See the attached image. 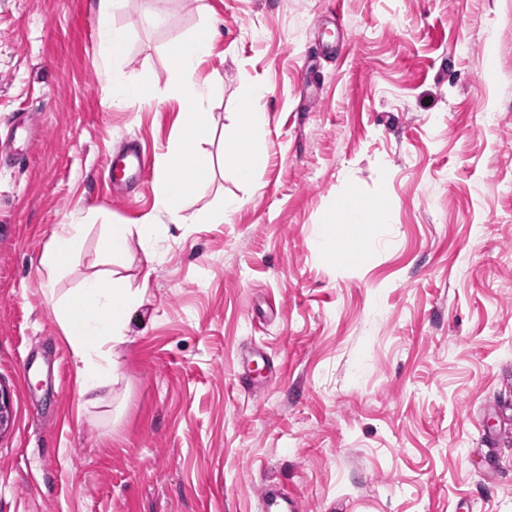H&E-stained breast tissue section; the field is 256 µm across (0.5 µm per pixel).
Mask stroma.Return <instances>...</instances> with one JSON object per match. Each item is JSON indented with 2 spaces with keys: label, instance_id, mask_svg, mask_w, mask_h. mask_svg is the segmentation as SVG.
<instances>
[{
  "label": "stroma",
  "instance_id": "1",
  "mask_svg": "<svg viewBox=\"0 0 512 512\" xmlns=\"http://www.w3.org/2000/svg\"><path fill=\"white\" fill-rule=\"evenodd\" d=\"M90 4L0 0V142L13 113L40 128L0 161V512H260L263 479L298 512H512V0H122L126 74L160 78L122 108ZM211 19L213 167L188 210L242 204L160 225L153 255L131 241L123 274L149 287L84 408L40 257L94 214L65 293L108 270L104 225L154 215V171L123 191L105 163L167 152L168 47ZM244 75L264 89L251 184L216 163ZM351 197L391 221L345 262L322 231Z\"/></svg>",
  "mask_w": 512,
  "mask_h": 512
}]
</instances>
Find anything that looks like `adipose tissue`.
I'll return each instance as SVG.
<instances>
[{"label":"adipose tissue","mask_w":512,"mask_h":512,"mask_svg":"<svg viewBox=\"0 0 512 512\" xmlns=\"http://www.w3.org/2000/svg\"><path fill=\"white\" fill-rule=\"evenodd\" d=\"M118 3L119 0H95L94 10L103 55L101 76L110 92L111 106L120 108L143 100L157 79L150 71L142 72L137 80L128 79L124 65L129 35L112 19ZM217 35L215 23L209 21L169 50L168 89L170 96L179 101L180 110L175 142L156 164L153 192L156 212L171 224H220L225 215L239 206L237 198L227 197L216 212L191 214L187 211L189 196L210 179V167L196 159L208 117V84L199 79L197 71ZM259 119L256 112L239 113L236 134L224 139L221 158L232 165L237 178L244 183L252 182L261 159L257 148L246 139ZM389 220L390 215L381 204L361 199L351 200L330 216L331 223L338 225L341 237L354 242L360 239L362 225ZM84 231V224L79 223L60 225L52 233L41 261L48 281H56L68 268L82 244ZM157 236V226L150 219L140 224H108L104 227L101 251L106 260L114 264L126 256L131 238H138L143 251L148 252ZM143 294V289L128 288L124 276L116 271L87 278L77 288L63 294L56 293L52 287L45 289V299L80 366L79 396L83 405H96L111 395L114 369L110 352L124 340L126 310L137 305Z\"/></svg>","instance_id":"1"}]
</instances>
